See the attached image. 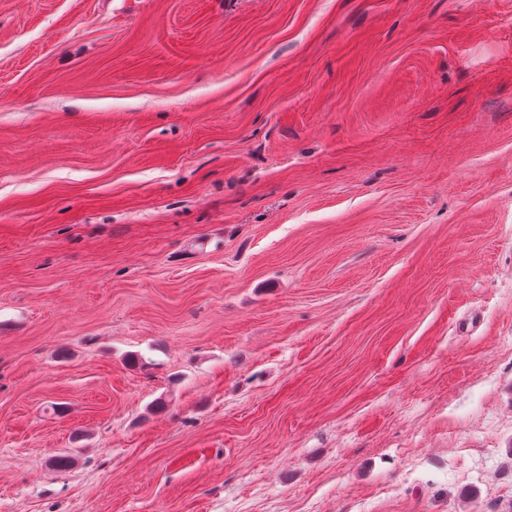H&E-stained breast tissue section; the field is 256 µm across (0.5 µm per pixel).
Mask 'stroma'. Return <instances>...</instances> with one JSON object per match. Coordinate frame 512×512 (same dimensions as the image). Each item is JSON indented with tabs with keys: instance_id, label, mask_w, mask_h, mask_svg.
Wrapping results in <instances>:
<instances>
[{
	"instance_id": "1",
	"label": "stroma",
	"mask_w": 512,
	"mask_h": 512,
	"mask_svg": "<svg viewBox=\"0 0 512 512\" xmlns=\"http://www.w3.org/2000/svg\"><path fill=\"white\" fill-rule=\"evenodd\" d=\"M0 512H512V0H0Z\"/></svg>"
}]
</instances>
